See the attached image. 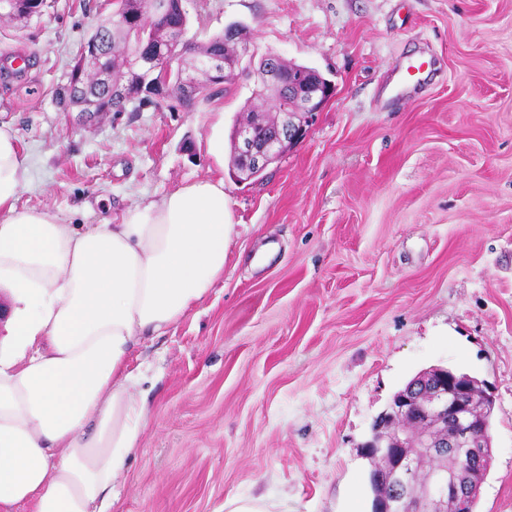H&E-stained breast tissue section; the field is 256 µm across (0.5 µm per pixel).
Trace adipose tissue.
Here are the masks:
<instances>
[{
    "mask_svg": "<svg viewBox=\"0 0 512 512\" xmlns=\"http://www.w3.org/2000/svg\"><path fill=\"white\" fill-rule=\"evenodd\" d=\"M26 166L0 127V512H111L147 424L127 366L224 275L233 221L205 178L81 228L15 200Z\"/></svg>",
    "mask_w": 512,
    "mask_h": 512,
    "instance_id": "ef3b65f1",
    "label": "adipose tissue"
}]
</instances>
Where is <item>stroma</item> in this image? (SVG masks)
Returning a JSON list of instances; mask_svg holds the SVG:
<instances>
[{"instance_id": "1", "label": "stroma", "mask_w": 512, "mask_h": 512, "mask_svg": "<svg viewBox=\"0 0 512 512\" xmlns=\"http://www.w3.org/2000/svg\"><path fill=\"white\" fill-rule=\"evenodd\" d=\"M0 21V125L26 160L15 205L120 223L179 186L224 181V275L132 350L148 424L112 512H371L363 453L419 371L477 378L495 401L494 461L475 512H512V0H192L188 34L240 25L249 57L331 81L304 137L257 179L226 159L252 76L188 107L60 111L105 0H50ZM431 74L404 101L396 67ZM226 512H269L268 504L263 497H242L228 499L224 503Z\"/></svg>"}]
</instances>
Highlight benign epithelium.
I'll return each instance as SVG.
<instances>
[{
    "mask_svg": "<svg viewBox=\"0 0 512 512\" xmlns=\"http://www.w3.org/2000/svg\"><path fill=\"white\" fill-rule=\"evenodd\" d=\"M183 64L178 52L163 57L154 86H162L182 70ZM331 90L328 82L306 80L300 73L288 75L293 111L284 113L280 124L269 132L251 125L237 127L235 145L240 161L262 173L285 147L302 137L304 128L295 121V114L319 111ZM475 394V381L468 375L431 367L420 371L394 395L374 420L372 438L365 444L369 455L380 454L387 462L379 481L390 491L377 501V512H446L450 497L463 507L479 496L480 484L467 478L468 468L485 466L493 457L491 434L482 415L494 408V402L486 394V404L481 406ZM407 448L430 457L454 454L460 464L454 471L440 468L428 483L418 485L411 480L413 461L405 452Z\"/></svg>",
    "mask_w": 512,
    "mask_h": 512,
    "instance_id": "7a95c632",
    "label": "benign epithelium"
}]
</instances>
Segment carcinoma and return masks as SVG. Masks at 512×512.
I'll return each instance as SVG.
<instances>
[{
    "instance_id": "1",
    "label": "carcinoma",
    "mask_w": 512,
    "mask_h": 512,
    "mask_svg": "<svg viewBox=\"0 0 512 512\" xmlns=\"http://www.w3.org/2000/svg\"><path fill=\"white\" fill-rule=\"evenodd\" d=\"M150 0H121V10L112 27L94 31L90 39L98 42L101 54L99 67L112 69V90H107L95 83L88 84V93L79 98L75 95L72 82L86 75L88 62L79 57L68 74L67 83L57 89L56 99L63 111L69 112L78 103H83L82 110L93 114L103 112H125L127 105H133L138 112L145 107L161 108L168 105L170 110L192 104L196 95L202 93L203 82L214 86L215 92L223 93L226 85L231 83L225 63L236 62V44L239 30L233 26L211 37L206 43L198 44L188 41L184 44L186 54V74L172 76L170 83L162 89H151L148 77L152 65L158 63L169 50L173 33L189 21L185 0H170V9L153 17L149 30L142 36L134 38L130 31L141 23V17L149 9ZM213 56L219 57L220 70L213 71L201 66V61ZM260 64H269L285 76L276 87L259 86L258 94L271 90L276 101V111L283 112L288 104V79L290 71H298V65L287 64L277 58L269 60L264 57Z\"/></svg>"
}]
</instances>
